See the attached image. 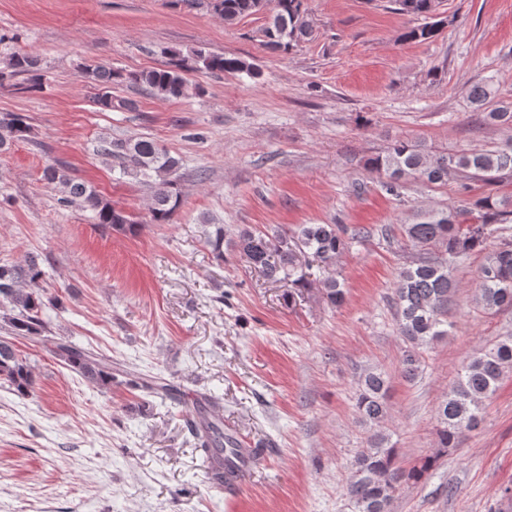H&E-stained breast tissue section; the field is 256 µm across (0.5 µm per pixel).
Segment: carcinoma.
<instances>
[{
    "instance_id": "1",
    "label": "carcinoma",
    "mask_w": 512,
    "mask_h": 512,
    "mask_svg": "<svg viewBox=\"0 0 512 512\" xmlns=\"http://www.w3.org/2000/svg\"><path fill=\"white\" fill-rule=\"evenodd\" d=\"M190 8L206 7L233 24L245 17L269 12V21L262 29L264 45L272 52H287L312 37L313 27L305 0H181ZM397 10L419 17L424 23L401 34L405 41H426L437 37L445 24L438 18L439 0H394ZM195 63L210 73L257 72L252 64L240 57L195 53ZM38 61L31 54H17L11 66L19 73L31 76L39 84ZM185 65L174 61L162 69L142 71L123 76L104 64L86 68L88 78L101 90L96 103L103 109L114 107L132 110L129 100L113 101L112 83L126 79L151 92L179 98L186 92ZM491 92L481 84L472 86L471 102L483 111V122L496 127H512V105L489 104ZM31 134L28 117L22 113L0 116V149ZM97 151L118 163L123 176L149 183L152 205L149 224H167L180 203L177 173L180 160L158 148L147 139L108 138L99 142ZM368 167L383 175L382 186L391 196L399 195L401 184L417 179L430 184H445L456 179L462 191L469 182L480 181L496 185L512 178V140L492 149L462 150L456 154H440L423 149L408 140H396L386 151L368 159ZM45 179L59 186V202L77 205L92 213L96 224H109L134 234L141 222L105 200L84 181L66 175L49 166ZM477 215V223H468ZM512 223V209L507 201L488 194L446 209L428 210L413 224L405 225L408 242L419 251L412 265L401 269L394 288L398 333L407 344L400 360L401 374L414 380L421 369L420 350L442 336L448 335V306L453 303L457 284L454 270L457 259L474 250L486 248L497 225ZM345 228L341 224H302L293 234L279 227L238 230L235 247L246 261L263 276L274 282H290L298 288L321 285L327 301L340 306L345 290L334 276L320 280L311 278V264L301 262L310 255L321 267H332L347 246ZM208 245L217 256L223 255L224 225H214L206 233ZM42 271L35 259L26 266L0 264V301L11 306L10 331L14 336H40L50 327L42 318L46 305L58 302L40 286ZM476 302L487 310L512 308V239L504 237L488 252L479 271ZM51 352L87 382L104 389L112 386V369L104 366L92 352L67 341L53 343ZM512 366V338L471 358L448 395L436 409L437 451L420 464L406 470L396 465V448L384 429L388 414L389 380L378 368L363 370L358 376L356 409L361 421L370 429L363 447L356 449L352 475L346 495L354 512H389L399 486L417 483L436 462L456 447L458 439L475 429L480 421L485 399L495 393L505 368ZM0 380L20 396L29 395L34 387L30 366L18 356L14 344L0 339ZM140 387L148 394L172 395L176 388L157 380H144ZM192 432L198 448L216 459H224V449L238 447L237 440L224 435L215 414L199 409L195 412Z\"/></svg>"
}]
</instances>
